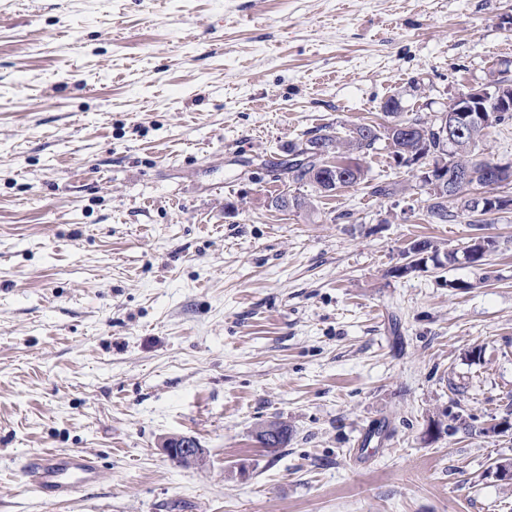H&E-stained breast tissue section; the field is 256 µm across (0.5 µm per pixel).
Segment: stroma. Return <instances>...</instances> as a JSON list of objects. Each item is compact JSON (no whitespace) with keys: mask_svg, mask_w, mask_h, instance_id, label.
Masks as SVG:
<instances>
[{"mask_svg":"<svg viewBox=\"0 0 512 512\" xmlns=\"http://www.w3.org/2000/svg\"><path fill=\"white\" fill-rule=\"evenodd\" d=\"M492 71L512 0H0V512H512V428L482 433L512 424V209L428 223L381 141L356 160L396 195L271 205L290 143L391 97L429 118ZM479 233L484 269L393 274ZM73 451L111 480L23 488ZM429 253H437V249L434 248V245L429 240H414L411 242L409 248L406 251L407 255H411L414 258L412 263H410L408 266H405L404 268L397 267L395 269L396 275L405 276L413 271H416L422 264H424V262H427L425 261L426 259H433V255L427 256V258L425 257V255H428ZM23 485L53 504L71 500L85 487L106 480L95 460L83 452L43 453L20 467Z\"/></svg>","mask_w":512,"mask_h":512,"instance_id":"obj_1","label":"stroma"}]
</instances>
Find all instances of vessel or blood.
<instances>
[{"label":"vessel or blood","instance_id":"vessel-or-blood-1","mask_svg":"<svg viewBox=\"0 0 512 512\" xmlns=\"http://www.w3.org/2000/svg\"><path fill=\"white\" fill-rule=\"evenodd\" d=\"M20 472L27 489L54 504L67 502L85 487L106 479L95 460L82 452L38 454L23 463Z\"/></svg>","mask_w":512,"mask_h":512}]
</instances>
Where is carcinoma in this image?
I'll list each match as a JSON object with an SVG mask.
<instances>
[{"label":"carcinoma","mask_w":512,"mask_h":512,"mask_svg":"<svg viewBox=\"0 0 512 512\" xmlns=\"http://www.w3.org/2000/svg\"><path fill=\"white\" fill-rule=\"evenodd\" d=\"M382 112L391 118L385 125L359 124L355 126L345 138L338 136L322 135L309 138L305 144L294 143L288 146V152L294 153L301 147L308 150L306 162L288 163L284 171L287 174L288 182L294 184H310L321 192L333 190L329 178L333 177L346 187H353L361 184L367 179V173L357 162L350 160L354 152L371 150L375 144L383 140L387 143L392 158L401 155L408 158L404 167L413 172V177L420 182H426V178L415 173L414 163L424 160L430 156L441 160L442 168L449 173L458 168H466L470 173L468 184L460 189L459 195L451 200L444 201L433 195L426 196L425 217L431 224H448L458 219L465 220L479 228L483 227L486 220L472 219L471 210L475 207L476 200L467 196L470 188L483 186L486 175L493 172L495 163L487 160L474 158L473 148L478 146L485 135V127L477 125L466 132L464 146L461 149L448 151V145L439 140L432 128L435 123L431 120L425 121L420 117L413 119H401L400 102L395 98L387 99ZM407 126L412 131L405 133L399 127ZM275 209L299 210L308 206L307 198L301 195L288 196V202L282 201V195L278 194L272 199ZM494 246V240L489 237H474L470 243L462 249V252H473L475 265H483L486 253ZM437 253V249L428 240H415L411 242L406 254L413 257L412 263L402 268L395 269L398 276H405L420 268L426 260V255ZM275 426L279 429L278 439L271 441L266 438V431L260 429L256 433V441L262 448H284L288 444V425L277 422Z\"/></svg>","instance_id":"cac0c4a2"}]
</instances>
